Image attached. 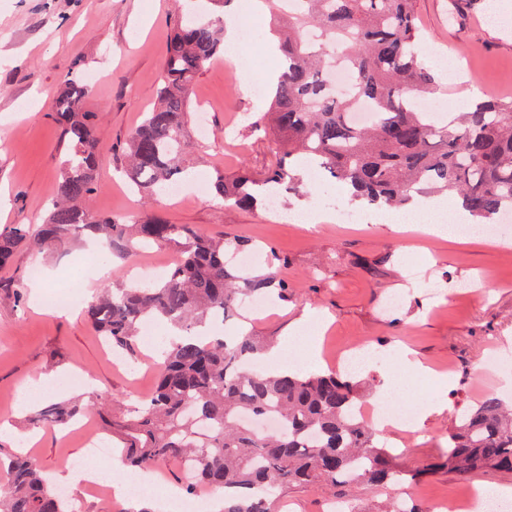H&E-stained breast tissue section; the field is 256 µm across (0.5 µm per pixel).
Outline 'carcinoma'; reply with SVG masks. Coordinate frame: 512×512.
Here are the masks:
<instances>
[{"label":"carcinoma","instance_id":"obj_1","mask_svg":"<svg viewBox=\"0 0 512 512\" xmlns=\"http://www.w3.org/2000/svg\"><path fill=\"white\" fill-rule=\"evenodd\" d=\"M273 22L284 65L270 87L269 130L278 158L259 175L244 168L232 178L215 172L212 196L243 210L266 206L272 186L302 194L307 184L293 158H314L324 175L344 185L350 201L398 210L417 195L459 199L474 224L512 211V99L479 96L468 112L438 123L417 102L438 86L419 47L416 0H260ZM347 61L351 96L336 95L328 75L331 56ZM224 56V16L190 17L168 39L157 99L126 141L131 188L149 200L188 180L185 148L199 73ZM88 87L69 83L57 96L54 119L71 144L53 207L44 223L13 224L0 231V268L17 248L51 247L86 232L101 235L126 256L140 247L174 245V267L156 280L126 285L116 272L112 293L93 301L91 325L125 355L133 351L146 319L167 322L183 335L158 353L157 382L138 405L112 419L108 436L119 441L129 467L191 463L201 487L224 490L222 512H278L288 488L319 484L355 487L413 485L436 471L427 463L405 467L369 424L351 415L361 403L359 381L339 371L273 374L252 370L273 341L238 327L205 337L216 318L239 316L248 296L287 301L288 280L267 268L247 271L234 258L252 242L216 240L187 224L145 215L130 224L97 215L85 202L98 190L99 156L94 115L82 110ZM371 104L373 120L357 127L352 102ZM76 406L53 402L37 423L72 422ZM272 418L280 428L263 433L250 422ZM443 466L465 480L482 469L512 471V407L489 396L462 413L448 434ZM7 474L0 512H73L70 498L49 483L30 457L0 456ZM384 512H426L410 498L391 500Z\"/></svg>","mask_w":512,"mask_h":512}]
</instances>
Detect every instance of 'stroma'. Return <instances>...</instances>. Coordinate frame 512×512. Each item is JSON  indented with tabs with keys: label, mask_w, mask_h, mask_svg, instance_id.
<instances>
[{
	"label": "stroma",
	"mask_w": 512,
	"mask_h": 512,
	"mask_svg": "<svg viewBox=\"0 0 512 512\" xmlns=\"http://www.w3.org/2000/svg\"><path fill=\"white\" fill-rule=\"evenodd\" d=\"M193 9L191 0H0V229L42 223L51 207L70 144L53 119V101L65 83L79 81L90 94L86 111L98 128L101 190L89 201L101 216L120 219L155 211L198 232L251 240L261 254L276 251L285 262L288 301L268 314L250 315L260 336L283 345L287 363L307 369L298 348L318 347L316 370L335 369L339 353L366 344L377 356L364 373L365 403L388 395L393 408L418 411L417 436L404 443L393 430H379L398 451L402 465L438 461L459 415L487 394L512 391V383L482 372L489 350L512 349V256L478 243L451 242L399 231L384 222L309 225L301 213L240 210L214 199L207 184L214 172L235 175L247 167L262 172L275 160L269 138L250 130L267 108L254 94L253 69L270 82L278 52L269 24L240 31L239 49L252 51L246 66L211 62L197 78L194 102L206 108L208 136L191 141L204 162L197 183L181 196L147 203L123 174L124 142L152 107L167 41ZM495 22H487V13ZM422 49L439 77L432 109L454 108L458 85L491 90L512 86V0H417ZM88 237L41 253L19 249L12 266L0 269V453L37 459L51 478L67 460L111 471L110 459L86 454L90 432L121 414L155 383L153 344L138 342L131 371L88 322L84 310L110 290L101 265L132 269L134 263L165 268L176 259L167 245L139 250L133 261L103 251L88 257ZM43 275L32 280V267ZM26 296L18 305L17 293ZM401 297L398 308L389 297ZM414 351L428 369L452 363L449 379L414 385V372L398 358ZM50 378L51 402L69 400L80 410L82 429L38 428L18 411L22 390ZM459 478L438 470L412 486L358 487L350 497L362 512L399 496L436 503L453 512Z\"/></svg>",
	"instance_id": "obj_1"
}]
</instances>
